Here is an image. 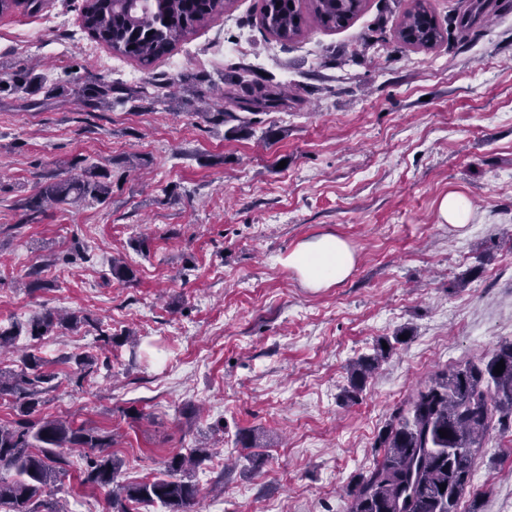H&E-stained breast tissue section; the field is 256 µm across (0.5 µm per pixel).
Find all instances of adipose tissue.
Segmentation results:
<instances>
[{"label":"adipose tissue","instance_id":"1","mask_svg":"<svg viewBox=\"0 0 512 512\" xmlns=\"http://www.w3.org/2000/svg\"><path fill=\"white\" fill-rule=\"evenodd\" d=\"M287 264L307 287L327 288L349 276L354 253L344 241L327 234L300 244L289 254Z\"/></svg>","mask_w":512,"mask_h":512}]
</instances>
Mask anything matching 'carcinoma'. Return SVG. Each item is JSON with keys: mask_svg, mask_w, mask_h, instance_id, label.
Segmentation results:
<instances>
[{"mask_svg": "<svg viewBox=\"0 0 512 512\" xmlns=\"http://www.w3.org/2000/svg\"><path fill=\"white\" fill-rule=\"evenodd\" d=\"M229 0H84L83 29L119 57L149 66L168 55L176 44L199 26L221 13ZM363 0H262L260 23L282 42L300 36L308 21L327 29L344 27L362 8ZM22 7L31 13L41 9L37 0H0V14ZM398 37L406 44L432 49L444 39L425 0H413L404 11ZM23 92L47 96L55 89L43 83L33 70H20L0 79V93ZM77 94L85 106L104 108L122 100L112 84L89 80ZM282 92L248 86L236 100L244 111L274 110L283 105ZM208 123L238 122L231 128L245 131L251 118L234 112H201ZM74 174L41 183L24 208L32 213L48 205L91 199L105 201L112 188L110 173L85 158L70 163ZM85 324L99 332L104 344L112 336L99 331L88 316L62 317L51 311L23 326H0V353L14 347L21 334L33 339L50 336L61 328ZM401 330L393 339L376 342L374 353L349 364L348 401L354 402L366 380L401 342ZM504 362L502 373H494ZM20 371L0 370V395L10 397L19 419L0 424V512H62L43 508V489L65 472L58 449L86 448L82 483L108 489L112 512H136L140 504H158L167 512H192L199 503V487L185 479L189 471L209 456L206 448H188L165 462L160 476L139 483L117 482L121 461L106 452L112 435L80 424L38 416L39 395L54 375L43 371L46 362L33 353L21 358ZM506 429L512 423V341L502 344L490 358L436 373L417 387L391 414L379 432L375 447L380 459L360 474L349 491V512H457L462 496L471 487L474 449L483 445L493 424ZM447 432L443 437L439 431ZM445 490H440V487Z\"/></svg>", "mask_w": 512, "mask_h": 512, "instance_id": "carcinoma-1", "label": "carcinoma"}]
</instances>
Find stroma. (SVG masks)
<instances>
[{
  "instance_id": "1",
  "label": "stroma",
  "mask_w": 512,
  "mask_h": 512,
  "mask_svg": "<svg viewBox=\"0 0 512 512\" xmlns=\"http://www.w3.org/2000/svg\"><path fill=\"white\" fill-rule=\"evenodd\" d=\"M444 31L425 50L396 29L412 0H365L347 27L309 24L283 43L260 25V0H231L150 67L81 27L83 0L0 14V74L38 65L56 97L0 94V325L52 310L92 328L20 337L0 368L31 352L54 379L40 413L112 433L118 479L137 483L179 451L213 454L191 470L196 512H349L353 479L372 468L393 410L435 372L512 341V0L471 29L476 0H426ZM235 111L238 80L287 88L285 106L250 133L192 114L172 78ZM132 90L109 110L80 105L75 84ZM107 167L103 202L56 206L31 224L22 203L65 160ZM471 206L444 222L448 194ZM331 234L354 251L342 282L305 287L286 259ZM133 271L112 277L113 258ZM46 285L28 288L31 272ZM408 330L343 397L347 367ZM96 369L78 380L75 360ZM223 429H216V422ZM254 431L255 449L237 446ZM42 498L62 512H112L81 485L84 452ZM512 502V428L474 452L458 512ZM441 214L445 222L457 229L467 226L470 218V206L464 197L448 194L441 202Z\"/></svg>"
}]
</instances>
